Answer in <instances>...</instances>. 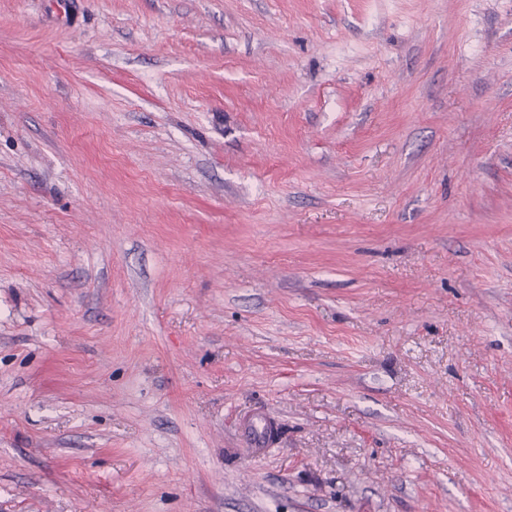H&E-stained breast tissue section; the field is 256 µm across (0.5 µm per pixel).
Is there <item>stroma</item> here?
Wrapping results in <instances>:
<instances>
[{"instance_id": "1", "label": "stroma", "mask_w": 512, "mask_h": 512, "mask_svg": "<svg viewBox=\"0 0 512 512\" xmlns=\"http://www.w3.org/2000/svg\"><path fill=\"white\" fill-rule=\"evenodd\" d=\"M0 512H512V0H0Z\"/></svg>"}]
</instances>
